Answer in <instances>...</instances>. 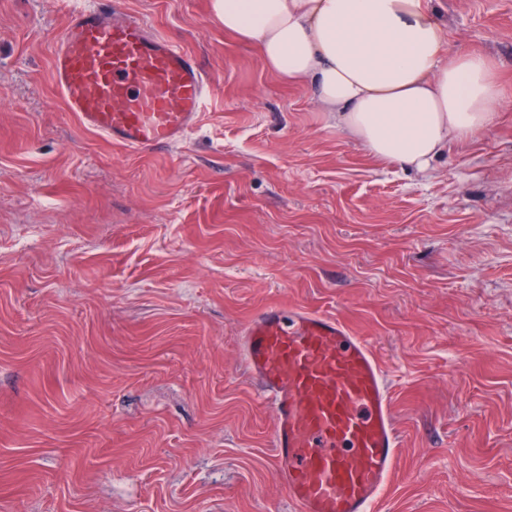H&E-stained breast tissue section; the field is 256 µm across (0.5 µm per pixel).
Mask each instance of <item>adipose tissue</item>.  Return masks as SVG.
Masks as SVG:
<instances>
[{"label":"adipose tissue","mask_w":512,"mask_h":512,"mask_svg":"<svg viewBox=\"0 0 512 512\" xmlns=\"http://www.w3.org/2000/svg\"><path fill=\"white\" fill-rule=\"evenodd\" d=\"M225 33L304 87L375 158L428 173L495 124L488 58L448 55L424 0H214Z\"/></svg>","instance_id":"ef3b65f1"}]
</instances>
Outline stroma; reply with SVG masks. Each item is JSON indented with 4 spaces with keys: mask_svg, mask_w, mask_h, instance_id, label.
<instances>
[{
    "mask_svg": "<svg viewBox=\"0 0 512 512\" xmlns=\"http://www.w3.org/2000/svg\"><path fill=\"white\" fill-rule=\"evenodd\" d=\"M426 5L502 100L423 175L214 0H119L214 92L183 146L112 145L54 86L56 0H0V512H294L240 354L271 303L374 349L401 440L384 512H512V0Z\"/></svg>",
    "mask_w": 512,
    "mask_h": 512,
    "instance_id": "stroma-1",
    "label": "stroma"
}]
</instances>
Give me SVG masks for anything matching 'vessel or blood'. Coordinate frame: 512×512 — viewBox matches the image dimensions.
Listing matches in <instances>:
<instances>
[{"mask_svg": "<svg viewBox=\"0 0 512 512\" xmlns=\"http://www.w3.org/2000/svg\"><path fill=\"white\" fill-rule=\"evenodd\" d=\"M53 82L87 130L129 150L174 148L211 87L181 46L115 0H61ZM242 358L274 413L275 464L296 512H376L398 456L391 393L370 343L335 316L271 303Z\"/></svg>", "mask_w": 512, "mask_h": 512, "instance_id": "1", "label": "vessel or blood"}]
</instances>
